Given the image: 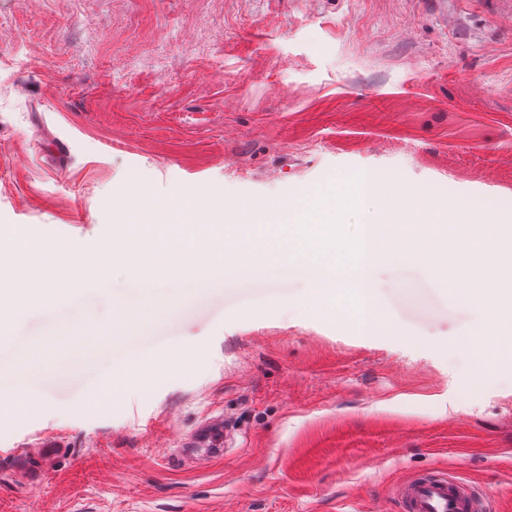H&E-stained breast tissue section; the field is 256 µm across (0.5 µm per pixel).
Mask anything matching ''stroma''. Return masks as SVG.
Segmentation results:
<instances>
[{
  "instance_id": "1",
  "label": "stroma",
  "mask_w": 512,
  "mask_h": 512,
  "mask_svg": "<svg viewBox=\"0 0 512 512\" xmlns=\"http://www.w3.org/2000/svg\"><path fill=\"white\" fill-rule=\"evenodd\" d=\"M366 171L512 215V0H0V239L95 259L140 188L275 207ZM308 288L215 280L118 346L28 367L50 331L139 298L117 267L1 327L0 392L34 401L0 413V512H401L396 487L436 467L512 512V358L469 350L482 310L388 263L364 334L306 311ZM217 417L235 448L200 443Z\"/></svg>"
}]
</instances>
